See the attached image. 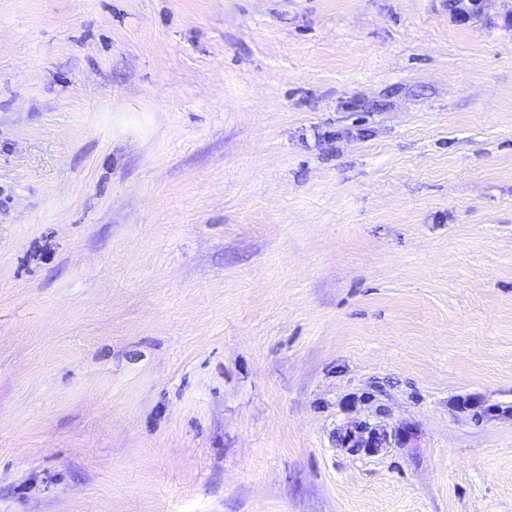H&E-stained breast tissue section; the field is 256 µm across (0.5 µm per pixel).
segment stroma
I'll return each instance as SVG.
<instances>
[{
  "mask_svg": "<svg viewBox=\"0 0 512 512\" xmlns=\"http://www.w3.org/2000/svg\"><path fill=\"white\" fill-rule=\"evenodd\" d=\"M0 512H512V0H0ZM355 431L338 432L336 441L344 448H351L358 452L361 449L368 451H378L380 448H386L392 440L400 442L407 434L395 433L388 434L384 430L371 428L366 424L359 423Z\"/></svg>",
  "mask_w": 512,
  "mask_h": 512,
  "instance_id": "35a3bbf8",
  "label": "stroma"
}]
</instances>
